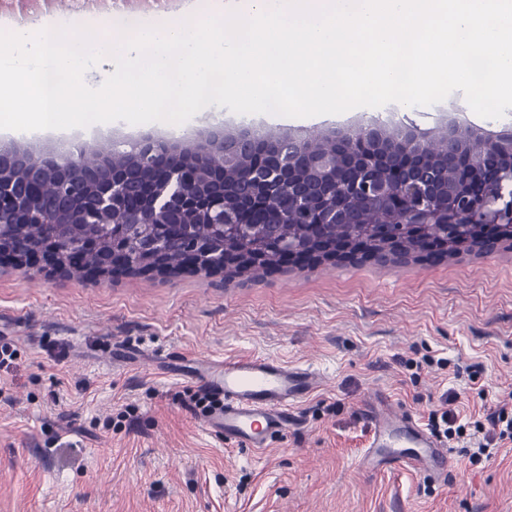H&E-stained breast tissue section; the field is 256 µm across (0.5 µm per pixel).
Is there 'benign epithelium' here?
<instances>
[{"instance_id":"7a95c632","label":"benign epithelium","mask_w":512,"mask_h":512,"mask_svg":"<svg viewBox=\"0 0 512 512\" xmlns=\"http://www.w3.org/2000/svg\"><path fill=\"white\" fill-rule=\"evenodd\" d=\"M507 176L512 129H480L452 115L435 131L379 120L283 137L261 127L226 134L217 125L189 144L146 136L125 149L103 143L69 155L15 142L0 146V258L107 278L116 270L254 269L271 249L288 259L367 255L401 264L411 235L414 252L439 247L451 255L474 227L512 230ZM280 188L291 209L312 219L297 235L258 230L250 251L217 258L211 239L190 234L192 225L210 224L233 239L260 207L267 223H283ZM7 224H40L43 242L22 246ZM333 224H370L375 232L338 243ZM138 226L163 235L141 257L125 247V230ZM99 227L112 230L105 250ZM92 252L99 261L88 263Z\"/></svg>"}]
</instances>
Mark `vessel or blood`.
<instances>
[{
  "label": "vessel or blood",
  "mask_w": 512,
  "mask_h": 512,
  "mask_svg": "<svg viewBox=\"0 0 512 512\" xmlns=\"http://www.w3.org/2000/svg\"><path fill=\"white\" fill-rule=\"evenodd\" d=\"M197 375L223 401L218 413L206 417V426L253 450L266 448L270 437L286 432L294 406L321 385L314 369L262 355L206 360ZM361 463L372 470L400 468L444 477L453 456L412 417L384 409L373 418Z\"/></svg>",
  "instance_id": "obj_1"
}]
</instances>
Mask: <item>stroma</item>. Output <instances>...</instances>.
I'll return each instance as SVG.
<instances>
[{"label":"stroma","mask_w":512,"mask_h":512,"mask_svg":"<svg viewBox=\"0 0 512 512\" xmlns=\"http://www.w3.org/2000/svg\"><path fill=\"white\" fill-rule=\"evenodd\" d=\"M462 93L381 117L439 128L453 106L488 129ZM363 112L269 117L208 112L175 130L119 121L90 131L0 134L58 151L105 139H198L211 126L304 134L366 121ZM0 512H512V443L470 464L469 437L449 441L447 482L358 459L383 402L426 423L444 405L483 420L512 407V243L485 254L284 263L267 272L112 278L0 264ZM271 355L316 370L287 434L251 451L224 440L185 404L187 357Z\"/></svg>","instance_id":"stroma-1"}]
</instances>
